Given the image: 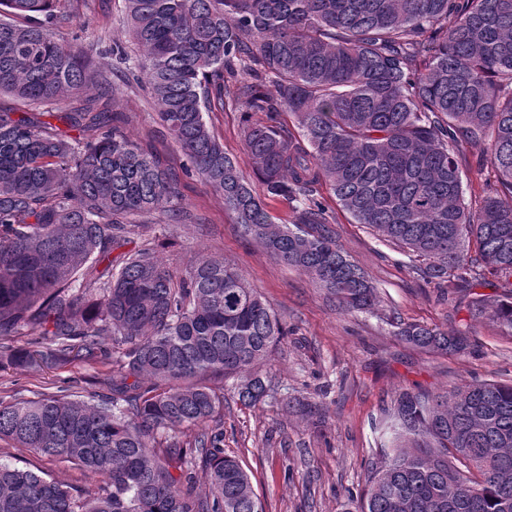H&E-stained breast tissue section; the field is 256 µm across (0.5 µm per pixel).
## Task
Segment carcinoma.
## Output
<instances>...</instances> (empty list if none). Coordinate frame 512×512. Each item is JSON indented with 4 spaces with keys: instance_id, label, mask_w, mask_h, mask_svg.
I'll use <instances>...</instances> for the list:
<instances>
[{
    "instance_id": "cac0c4a2",
    "label": "carcinoma",
    "mask_w": 512,
    "mask_h": 512,
    "mask_svg": "<svg viewBox=\"0 0 512 512\" xmlns=\"http://www.w3.org/2000/svg\"><path fill=\"white\" fill-rule=\"evenodd\" d=\"M59 2L0 0V93L50 104L87 89L93 58L52 27L89 3L57 15ZM124 2L136 54L116 40L107 51L247 235L341 310H374L376 287L327 227L324 189L423 279L473 293V319L512 335V0ZM114 95L100 87L58 116L74 136L0 112V369L80 361L112 381L93 402L0 400V440L98 478L73 487L0 459V512H263L224 455L209 381L235 379L245 405L273 397L254 367L288 329L222 260L180 273L147 245L121 251L128 218L174 213L177 178L108 128ZM228 109L244 116L261 194L205 120ZM465 144L486 146L494 193L466 197ZM275 199L292 204L291 223L274 221ZM490 276L508 294L474 292ZM395 328L421 349L471 345L461 331ZM189 426L192 440L177 439ZM379 455L360 512H512V382L399 391Z\"/></svg>"
}]
</instances>
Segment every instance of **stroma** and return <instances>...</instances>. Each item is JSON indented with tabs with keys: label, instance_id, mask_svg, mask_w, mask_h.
<instances>
[{
	"label": "stroma",
	"instance_id": "obj_1",
	"mask_svg": "<svg viewBox=\"0 0 512 512\" xmlns=\"http://www.w3.org/2000/svg\"><path fill=\"white\" fill-rule=\"evenodd\" d=\"M123 29V0H98L95 10L58 28L59 37L96 44L102 30ZM97 68L116 87L108 124L134 136L178 172L175 204L185 218L159 224L156 234H170L164 256L186 271L199 254L223 260L257 288L287 327L288 336L257 366L277 398L255 406L240 404L231 380H224V452L250 474L264 512H358L373 465L379 458L378 424L383 409L404 388L435 394L496 380L512 381V335L488 321L471 320L466 299L426 283L408 259L378 239L366 226L337 212L331 230L351 260L378 288L381 316L344 313L312 280L275 259L247 236L224 209V200L198 176L182 175L187 159L161 126L147 92L126 81L111 56ZM206 121L237 160L246 178L254 173L244 147L243 121L236 112H211ZM448 327L468 333L473 347L464 354L432 353L395 336L391 319ZM94 371L82 363L0 370V397L14 393L32 398L63 385L89 395ZM299 399L283 410V397ZM0 451L14 463L40 469L69 485L94 483L92 475L67 462H51L1 440Z\"/></svg>",
	"mask_w": 512,
	"mask_h": 512
}]
</instances>
